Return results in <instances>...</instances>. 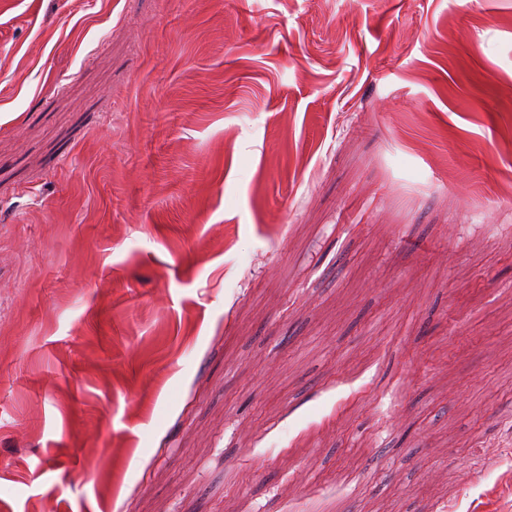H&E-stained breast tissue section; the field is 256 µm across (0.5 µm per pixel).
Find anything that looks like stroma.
<instances>
[{"instance_id": "1", "label": "stroma", "mask_w": 512, "mask_h": 512, "mask_svg": "<svg viewBox=\"0 0 512 512\" xmlns=\"http://www.w3.org/2000/svg\"><path fill=\"white\" fill-rule=\"evenodd\" d=\"M512 0H0V512H512Z\"/></svg>"}]
</instances>
